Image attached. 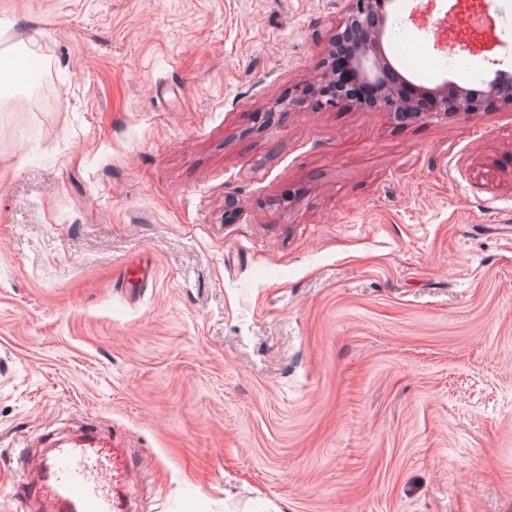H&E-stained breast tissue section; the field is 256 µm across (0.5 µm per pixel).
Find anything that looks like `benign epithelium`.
<instances>
[{"label":"benign epithelium","instance_id":"7a95c632","mask_svg":"<svg viewBox=\"0 0 512 512\" xmlns=\"http://www.w3.org/2000/svg\"><path fill=\"white\" fill-rule=\"evenodd\" d=\"M393 0H349V6L336 26L335 40L351 46L349 66L357 80L376 88L373 107L394 117L416 116L422 112L430 117L468 115L491 101L512 103V73L499 70L490 79L487 94L470 100L462 95H450L447 89L435 94V103L424 108L403 98L399 93V75L388 61L382 46L388 21L387 6ZM344 100L336 88V74L323 61L315 83L300 93L288 95L272 106L270 112H282L308 103L315 108L334 107Z\"/></svg>","mask_w":512,"mask_h":512}]
</instances>
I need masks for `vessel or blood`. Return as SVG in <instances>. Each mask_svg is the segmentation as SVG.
Listing matches in <instances>:
<instances>
[{
    "instance_id": "b4317fda",
    "label": "vessel or blood",
    "mask_w": 512,
    "mask_h": 512,
    "mask_svg": "<svg viewBox=\"0 0 512 512\" xmlns=\"http://www.w3.org/2000/svg\"><path fill=\"white\" fill-rule=\"evenodd\" d=\"M119 457L97 431H83L31 460L25 490L45 497L49 512H124Z\"/></svg>"
}]
</instances>
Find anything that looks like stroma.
Returning a JSON list of instances; mask_svg holds the SVG:
<instances>
[{
	"mask_svg": "<svg viewBox=\"0 0 512 512\" xmlns=\"http://www.w3.org/2000/svg\"><path fill=\"white\" fill-rule=\"evenodd\" d=\"M395 0L414 85L512 71ZM347 0H0V512L94 429L127 512H512V107L402 125L311 83ZM146 263L139 296L123 277ZM36 57L32 51H29L23 55H7L4 56L1 53V65H0V98L2 97V94L11 88H13L18 81L25 80L26 82H29L31 80V75L24 78L17 77L16 71L12 68H7L12 62H14L16 59H22L25 62L30 63L31 60ZM4 60L8 61V64H4ZM319 70L315 83L302 89L298 94H288L287 98L275 102L269 110L268 116L272 115L273 112L290 110L305 103H309L311 107L315 108L334 107L339 101L347 99L340 96L336 88V74L329 68L326 60L320 63Z\"/></svg>",
	"mask_w": 512,
	"mask_h": 512,
	"instance_id": "stroma-1",
	"label": "stroma"
}]
</instances>
